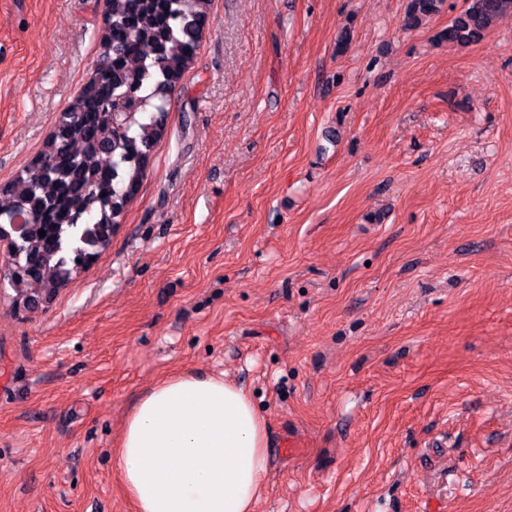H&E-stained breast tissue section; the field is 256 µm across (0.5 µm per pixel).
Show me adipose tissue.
Returning <instances> with one entry per match:
<instances>
[{"label":"adipose tissue","instance_id":"obj_1","mask_svg":"<svg viewBox=\"0 0 512 512\" xmlns=\"http://www.w3.org/2000/svg\"><path fill=\"white\" fill-rule=\"evenodd\" d=\"M268 446L243 389L183 373L133 406L114 463L136 512H253Z\"/></svg>","mask_w":512,"mask_h":512}]
</instances>
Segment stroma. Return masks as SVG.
<instances>
[{"mask_svg":"<svg viewBox=\"0 0 512 512\" xmlns=\"http://www.w3.org/2000/svg\"><path fill=\"white\" fill-rule=\"evenodd\" d=\"M463 4L213 0L109 249L34 312L0 292V512H134L112 453L184 372L264 417L254 512H512V18L437 42ZM104 10L0 0V184ZM446 0H409L404 15V26L416 28L423 20L442 12Z\"/></svg>","mask_w":512,"mask_h":512,"instance_id":"stroma-1","label":"stroma"}]
</instances>
